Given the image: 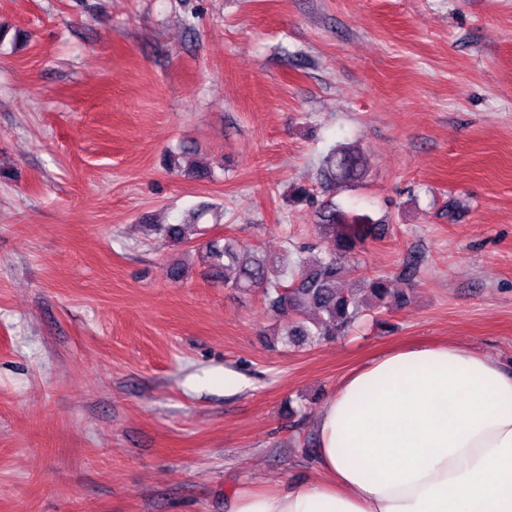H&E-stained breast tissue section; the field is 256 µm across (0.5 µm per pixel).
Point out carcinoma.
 I'll use <instances>...</instances> for the list:
<instances>
[{"instance_id":"1","label":"carcinoma","mask_w":512,"mask_h":512,"mask_svg":"<svg viewBox=\"0 0 512 512\" xmlns=\"http://www.w3.org/2000/svg\"><path fill=\"white\" fill-rule=\"evenodd\" d=\"M323 172L328 178L348 182L364 176L359 153L347 146L325 158ZM318 219L320 253L313 258L306 255L314 249L308 245L297 249L295 258L287 253L271 260L244 248L233 237L212 239L200 250L209 271L224 278V287L240 294L262 293L289 346H310L329 336H341L366 312L391 309L406 301V294L392 288L386 277H368L352 288L340 287L343 263L360 252L375 227L347 220L334 203L320 207ZM186 229L185 224L157 225L176 245L189 242ZM310 309L317 314L312 320L307 317Z\"/></svg>"}]
</instances>
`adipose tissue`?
I'll return each mask as SVG.
<instances>
[{"label": "adipose tissue", "mask_w": 512, "mask_h": 512, "mask_svg": "<svg viewBox=\"0 0 512 512\" xmlns=\"http://www.w3.org/2000/svg\"><path fill=\"white\" fill-rule=\"evenodd\" d=\"M314 459L228 512H512V370L448 342L375 357L325 401Z\"/></svg>", "instance_id": "1"}]
</instances>
